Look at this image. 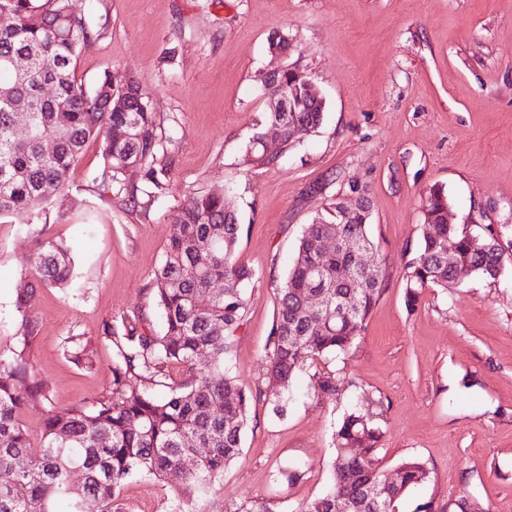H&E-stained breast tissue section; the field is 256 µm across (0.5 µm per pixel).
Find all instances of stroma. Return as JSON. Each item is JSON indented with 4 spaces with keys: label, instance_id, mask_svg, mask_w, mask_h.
Wrapping results in <instances>:
<instances>
[{
    "label": "stroma",
    "instance_id": "obj_1",
    "mask_svg": "<svg viewBox=\"0 0 512 512\" xmlns=\"http://www.w3.org/2000/svg\"><path fill=\"white\" fill-rule=\"evenodd\" d=\"M93 39L75 77L94 89L104 72L135 76L171 140L170 182L149 216L115 206L100 184L99 142L86 146L56 209L25 226L0 220V354L14 332L21 274L34 272L33 233L80 246L74 289H41L30 315L40 331L34 361L55 407L107 394L112 345L106 321L146 303L172 217L201 193H224L243 226L237 255L255 279L235 334L233 363L245 391L259 385L271 352L277 289L306 224L330 204L354 206L365 186L369 234L388 277L385 293L347 353L307 362L275 415L272 390L254 401L242 452L224 472L227 501L297 512L324 493L344 414L382 401L380 464L415 458L428 482L409 488L393 512H512V262L498 281L462 276L405 304L403 267L425 232L423 200L444 187L457 223L477 236L512 226V0H73ZM288 39L272 54L269 40ZM298 71L321 90V125L280 161L256 167L252 136L268 130L259 75ZM321 184L312 195V184ZM90 357L76 361V347ZM339 378L325 401L316 375ZM299 469L300 480H275ZM172 491L153 479L129 481L133 512H167Z\"/></svg>",
    "mask_w": 512,
    "mask_h": 512
}]
</instances>
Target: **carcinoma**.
<instances>
[{
	"label": "carcinoma",
	"instance_id": "1",
	"mask_svg": "<svg viewBox=\"0 0 512 512\" xmlns=\"http://www.w3.org/2000/svg\"><path fill=\"white\" fill-rule=\"evenodd\" d=\"M12 25L0 29V217L23 214L27 223L52 202L67 217L64 191L72 165L86 144H101V183L117 188L118 206L148 213L166 190L169 169L159 162L165 152L161 123L149 107L148 93L132 76L119 80L104 73L93 91L75 77L74 61L92 38L83 15L68 10V0H0ZM28 58L26 71L9 60ZM307 76L283 71L259 78L264 93L284 89L292 112H271L282 124L280 154L264 156L253 137L246 152L258 167L277 163L322 122V101L308 90ZM29 104L27 136L15 135L18 113L12 101ZM125 132L112 138V129ZM54 142L44 151L43 142ZM150 185L152 191L143 189ZM424 223L436 234L423 236L407 261L403 278L406 304L415 307L423 289L455 284L447 253L474 274L495 280L506 257L500 233L488 229V249L472 248L463 224L448 223V195L433 187L424 201ZM336 207L318 213L306 225L292 269L278 288L271 357L262 380L282 391L309 360L347 352L386 289L385 278L365 279V252L377 253L368 236L371 205L336 223ZM242 225L222 193L197 196L193 206L175 215L162 263L147 286L163 326L157 332L147 313L137 311L104 325L112 343L109 393L90 402L57 409L39 377L32 348L39 327L28 316L41 288H71L76 277L73 242L36 238L41 262L24 275L17 299V345L0 355V471L12 479L0 483V512H130L124 485L136 476L172 484L169 512H271L263 504L224 500V470L239 456L251 395L239 388L232 372L233 336L243 325L244 287L256 272L236 256ZM339 245L322 250L325 240ZM210 255L200 266L201 252ZM325 305L308 307L311 295ZM162 386L157 393L147 384ZM336 377H318L315 390L334 401ZM43 412L42 454L32 463L23 414ZM382 402L369 400L347 414L335 434L336 457L329 488L298 512H375L369 491L385 492L388 505L429 478L424 463L409 460L381 470L375 425ZM79 472L75 484L71 474Z\"/></svg>",
	"mask_w": 512,
	"mask_h": 512
}]
</instances>
